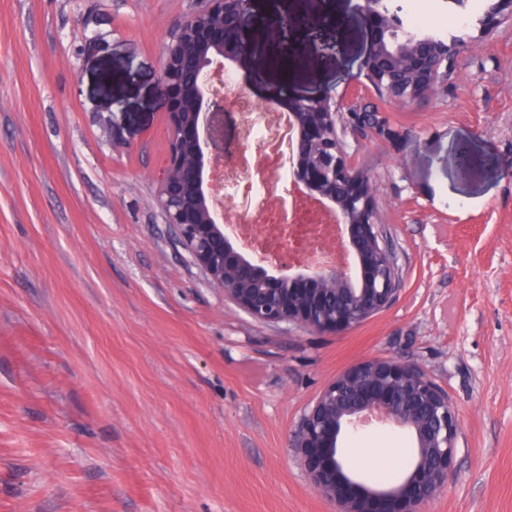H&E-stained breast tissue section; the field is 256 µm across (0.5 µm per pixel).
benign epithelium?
<instances>
[{
	"label": "benign epithelium",
	"instance_id": "obj_1",
	"mask_svg": "<svg viewBox=\"0 0 512 512\" xmlns=\"http://www.w3.org/2000/svg\"><path fill=\"white\" fill-rule=\"evenodd\" d=\"M307 4L297 0L293 12L284 15L273 8L259 11L256 0H205L177 25L164 47L160 76L171 138L158 204L165 223L175 228L194 263L224 297L262 322L337 333L385 309L398 287L397 258L377 224L371 178L337 130L343 99L301 94L286 81L269 85L266 96L286 115L287 138L278 130L274 137L282 146V162L289 164L294 181L331 203L341 249L354 253L355 268L330 263L295 268L283 258L246 255L233 244L235 225L212 207V150L224 138L225 116L207 80L223 76L228 62L242 68L254 57L283 70L314 53L335 52L346 35L342 22L326 20L336 29L335 40L316 36L305 24ZM355 8L370 33L364 77L395 101L430 95L457 59L461 39L432 35L398 42L395 12L378 0H358ZM505 20H512V0H495L478 35L491 34ZM374 413L407 430L415 444L411 469L394 486H369L348 469L340 450L342 436ZM457 431L448 394L424 370L374 359L324 388L290 447L313 489L337 503L339 512H425L448 487Z\"/></svg>",
	"mask_w": 512,
	"mask_h": 512
}]
</instances>
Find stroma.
<instances>
[{
  "instance_id": "1",
  "label": "stroma",
  "mask_w": 512,
  "mask_h": 512,
  "mask_svg": "<svg viewBox=\"0 0 512 512\" xmlns=\"http://www.w3.org/2000/svg\"><path fill=\"white\" fill-rule=\"evenodd\" d=\"M492 2L408 0L424 31L468 43L435 94L401 104L357 79L356 0H313L348 39L292 84L376 102L383 132L345 143L400 266L391 305L314 334L225 300L156 205L163 47L199 0H0V512H336L290 439L337 375L375 358L420 364L459 417L426 512H512V21L484 42L473 25ZM230 75L224 140L245 153L224 168L252 192L229 221L273 222L289 191L321 220L290 176L264 188L266 158L243 144L276 73ZM343 445L413 442L376 423Z\"/></svg>"
}]
</instances>
